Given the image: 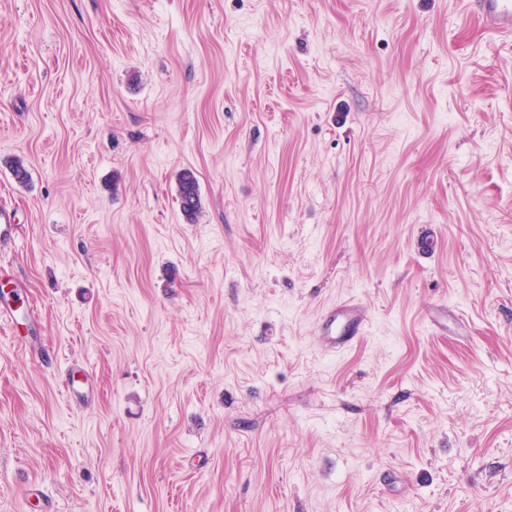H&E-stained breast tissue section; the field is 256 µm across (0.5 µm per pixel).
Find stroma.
<instances>
[{"label":"stroma","instance_id":"obj_1","mask_svg":"<svg viewBox=\"0 0 512 512\" xmlns=\"http://www.w3.org/2000/svg\"><path fill=\"white\" fill-rule=\"evenodd\" d=\"M0 207V512H512V37L464 0H0ZM177 197L184 217L193 221L202 206L200 185L193 170L184 168L177 174ZM368 322V314L360 304L339 303L323 314L322 344L332 353L345 352L365 336Z\"/></svg>","mask_w":512,"mask_h":512}]
</instances>
